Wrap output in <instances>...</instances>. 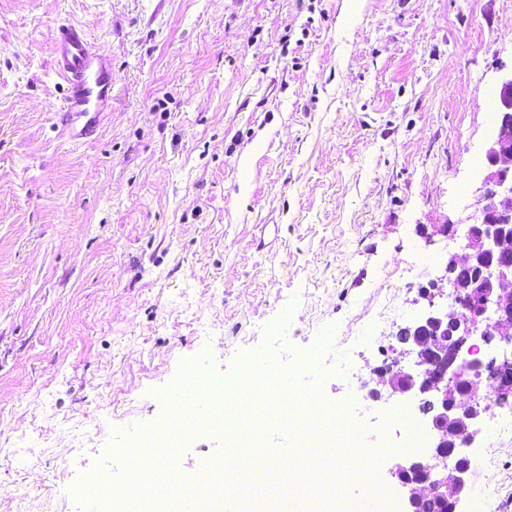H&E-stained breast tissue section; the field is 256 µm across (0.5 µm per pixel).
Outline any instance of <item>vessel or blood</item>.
Listing matches in <instances>:
<instances>
[{
    "mask_svg": "<svg viewBox=\"0 0 512 512\" xmlns=\"http://www.w3.org/2000/svg\"><path fill=\"white\" fill-rule=\"evenodd\" d=\"M57 74L66 83L60 105L64 132L75 141L94 136L112 100V64L73 27L59 28L54 37Z\"/></svg>",
    "mask_w": 512,
    "mask_h": 512,
    "instance_id": "b4317fda",
    "label": "vessel or blood"
}]
</instances>
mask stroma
I'll return each mask as SVG.
<instances>
[{
    "instance_id": "obj_1",
    "label": "stroma",
    "mask_w": 512,
    "mask_h": 512,
    "mask_svg": "<svg viewBox=\"0 0 512 512\" xmlns=\"http://www.w3.org/2000/svg\"><path fill=\"white\" fill-rule=\"evenodd\" d=\"M347 2L0 0V512H89L72 486L123 480L112 447L166 429L161 393L187 365L234 379L310 351L296 383L333 412L306 446L349 440L377 470L347 467L335 497L279 483L287 439L253 415L270 477L239 473V512H265L268 485L283 512H402L403 397L371 399L370 370L412 364L393 312L422 315L419 287L481 207L482 88L512 66V0ZM68 24L116 75L83 143L59 125ZM477 449L460 512H512V436ZM224 453L199 434L175 473Z\"/></svg>"
}]
</instances>
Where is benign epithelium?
Here are the masks:
<instances>
[{
	"mask_svg": "<svg viewBox=\"0 0 512 512\" xmlns=\"http://www.w3.org/2000/svg\"><path fill=\"white\" fill-rule=\"evenodd\" d=\"M498 113L497 132L484 154L485 204L464 233L463 255H451L445 265L447 276L460 268L477 269L479 276L458 290L457 311L434 309L429 288H421L428 309L397 333L420 371H380L381 382L393 392L421 396L420 411L431 415V449L409 454L395 472L405 490L406 512H438L445 505L457 512L468 465L459 461L450 470L440 458L459 443H474L480 414L477 402L462 398L476 382L460 377L457 361L461 352H471L475 336H498L512 346V70L501 75ZM474 364L493 382L499 400L512 398V355L502 350Z\"/></svg>",
	"mask_w": 512,
	"mask_h": 512,
	"instance_id": "obj_1",
	"label": "benign epithelium"
}]
</instances>
